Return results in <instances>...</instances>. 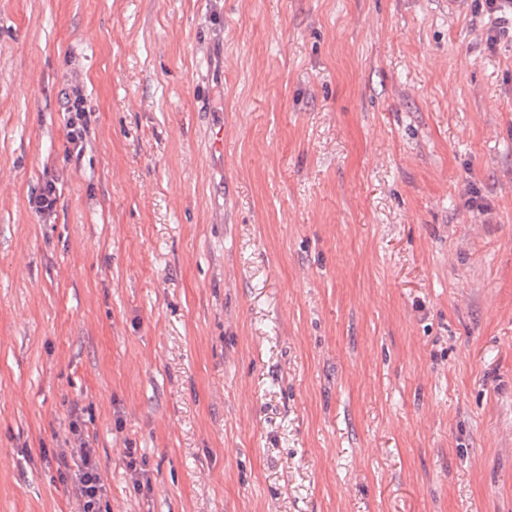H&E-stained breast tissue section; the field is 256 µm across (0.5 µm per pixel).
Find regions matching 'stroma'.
Here are the masks:
<instances>
[{
    "label": "stroma",
    "mask_w": 512,
    "mask_h": 512,
    "mask_svg": "<svg viewBox=\"0 0 512 512\" xmlns=\"http://www.w3.org/2000/svg\"><path fill=\"white\" fill-rule=\"evenodd\" d=\"M459 3L0 0V512H71L75 413L101 512H512V30ZM64 104L67 112V139L71 145L68 151L76 155L84 150L85 135L88 127L87 110L82 91L77 87L64 90ZM33 209L42 216H50L57 203V187L55 178L47 175L40 193L30 199Z\"/></svg>",
    "instance_id": "stroma-1"
}]
</instances>
